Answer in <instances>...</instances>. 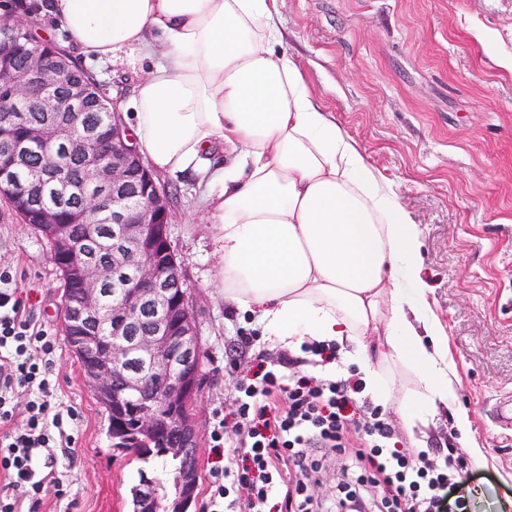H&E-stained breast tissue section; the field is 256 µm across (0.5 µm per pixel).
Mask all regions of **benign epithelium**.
<instances>
[{
  "label": "benign epithelium",
  "mask_w": 512,
  "mask_h": 512,
  "mask_svg": "<svg viewBox=\"0 0 512 512\" xmlns=\"http://www.w3.org/2000/svg\"><path fill=\"white\" fill-rule=\"evenodd\" d=\"M12 57L13 41L1 34L0 73L14 72ZM70 68L68 51L58 46L39 50L29 57L25 77L10 85L16 101L47 113V118L28 126L22 137L7 139L10 149L0 161V196H13V170L28 151L60 139L69 117L88 104L91 86L86 82H71L62 97L55 93L59 76ZM104 153L105 159L88 162L83 181L112 190V223L120 228L106 260L80 253L67 226L59 223L60 209L40 204L33 192L24 193L19 212L23 222L48 232L52 254L69 263V283L78 289L79 300L69 306L65 324L74 334L80 359L86 362L85 381L99 402L112 410V430H126L121 393L137 390L138 402L129 405L134 438L153 440L160 456L179 464L172 495L161 493L155 477H142L136 488L139 512H189L198 486L196 408L204 383V350L171 245L167 193L146 167L117 112L112 114V134ZM136 176L140 190L134 193L131 184ZM128 267L133 270L134 287L117 300L112 342L105 343L87 333L104 319L98 293L113 271ZM143 315L153 321L152 331L125 335L129 318ZM134 357L145 362L146 377H132L118 385L119 372Z\"/></svg>",
  "instance_id": "obj_1"
}]
</instances>
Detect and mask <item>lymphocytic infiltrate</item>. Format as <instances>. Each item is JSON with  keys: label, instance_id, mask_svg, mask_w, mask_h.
I'll return each mask as SVG.
<instances>
[{"label": "lymphocytic infiltrate", "instance_id": "lymphocytic-infiltrate-1", "mask_svg": "<svg viewBox=\"0 0 512 512\" xmlns=\"http://www.w3.org/2000/svg\"><path fill=\"white\" fill-rule=\"evenodd\" d=\"M53 338L37 325L17 295L12 273L0 272V512H37L45 488L43 469L56 462V432L73 418L54 402ZM263 372L241 380L232 419H216L212 440L231 458L210 489L212 512H235L230 489L247 492L248 512H314L308 488L319 479L321 459L314 448L345 456L349 491L343 504L361 500L385 512H459L464 506L459 456L430 458L405 452L381 405L362 399L364 386L349 378L297 372L296 358L258 352ZM30 399L23 426L14 424L13 399Z\"/></svg>", "mask_w": 512, "mask_h": 512}]
</instances>
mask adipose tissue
I'll return each mask as SVG.
<instances>
[{
    "label": "adipose tissue",
    "mask_w": 512,
    "mask_h": 512,
    "mask_svg": "<svg viewBox=\"0 0 512 512\" xmlns=\"http://www.w3.org/2000/svg\"><path fill=\"white\" fill-rule=\"evenodd\" d=\"M79 54L161 62L138 81L132 132L158 172L207 186L213 286L277 341L348 345L406 426L456 404L446 338L420 276L421 229L313 98L281 33L279 0H39ZM409 382L393 398L395 371Z\"/></svg>",
    "instance_id": "1"
}]
</instances>
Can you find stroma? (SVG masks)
I'll list each match as a JSON object with an SVG mask.
<instances>
[{"label":"stroma","instance_id":"obj_1","mask_svg":"<svg viewBox=\"0 0 512 512\" xmlns=\"http://www.w3.org/2000/svg\"><path fill=\"white\" fill-rule=\"evenodd\" d=\"M279 23L317 102L422 230L428 309L448 338L458 402L483 451L461 473L466 512H500L512 502V429L497 418L512 401V72L497 58L512 54V0H280ZM82 67L129 118L124 103L137 73L93 61ZM155 179L168 192L171 243L208 354L194 512H209L210 486L226 465L213 448V423L234 409L253 357L241 338L259 322L231 310L211 286L217 258L202 186L168 173ZM4 269L15 272L30 313L55 338L56 393L74 412V450L49 469L42 512H132L130 490L144 463L113 447L108 413L65 344L48 243L0 200ZM386 412L400 448L421 442L435 458L457 445L450 411L411 428L394 407Z\"/></svg>","mask_w":512,"mask_h":512}]
</instances>
